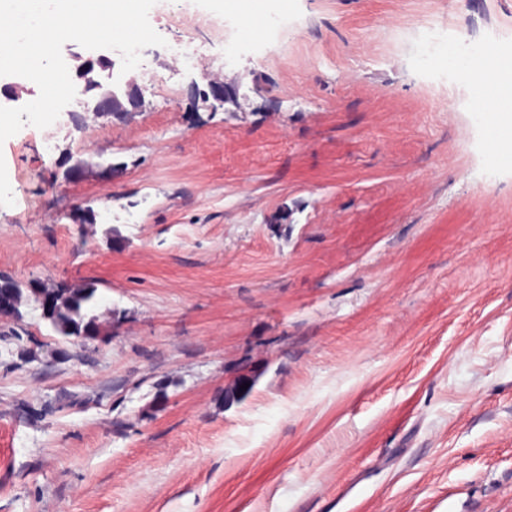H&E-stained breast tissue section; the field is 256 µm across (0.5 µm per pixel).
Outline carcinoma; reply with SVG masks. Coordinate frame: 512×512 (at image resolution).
<instances>
[{"instance_id": "cac0c4a2", "label": "carcinoma", "mask_w": 512, "mask_h": 512, "mask_svg": "<svg viewBox=\"0 0 512 512\" xmlns=\"http://www.w3.org/2000/svg\"><path fill=\"white\" fill-rule=\"evenodd\" d=\"M11 290L15 295V305L12 309L1 311V316H10L16 319L22 317L20 307L30 299L36 298L25 286L10 278L0 275V289ZM42 292L54 298V310L43 314V318L50 322L54 333L68 340L72 337L81 338L86 329L99 332L98 317L91 314L95 306L96 288L91 284L73 288L67 286L45 287Z\"/></svg>"}]
</instances>
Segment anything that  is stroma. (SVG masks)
Returning <instances> with one entry per match:
<instances>
[{"label": "stroma", "mask_w": 512, "mask_h": 512, "mask_svg": "<svg viewBox=\"0 0 512 512\" xmlns=\"http://www.w3.org/2000/svg\"><path fill=\"white\" fill-rule=\"evenodd\" d=\"M280 7L257 50L153 21L196 57L143 111L0 145V275L105 323L0 317V512H512V171L415 51H512V0ZM207 87L208 90L200 89L197 83L193 82L190 84L189 89L192 97L194 99L197 97L201 99L210 111H224V105L227 103L224 98L226 97L227 91L235 86L224 82L223 78L216 76L209 80ZM28 288H40L34 281L27 284ZM11 290L15 295V305L12 309L1 311V316H10L15 319L22 318L20 307L27 303L31 298L38 304L36 295L28 288L16 280L0 275V289ZM46 294H51L54 298V310L45 313L51 307L50 299L41 298L40 309L43 318L50 322L54 333L61 336L64 340L71 337L82 338L84 340L93 339L96 336H82L86 329H90L96 335L99 332L100 325L96 315L89 313L95 306L96 288L92 284H85L81 287L73 288L59 286L40 288Z\"/></svg>", "instance_id": "obj_1"}]
</instances>
